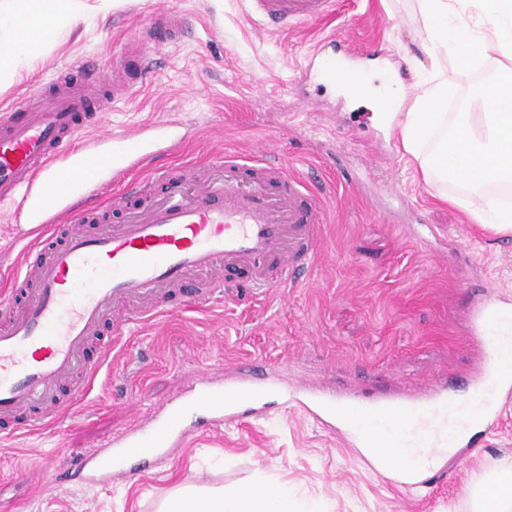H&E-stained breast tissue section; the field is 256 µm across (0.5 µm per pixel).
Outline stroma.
<instances>
[{"mask_svg": "<svg viewBox=\"0 0 512 512\" xmlns=\"http://www.w3.org/2000/svg\"><path fill=\"white\" fill-rule=\"evenodd\" d=\"M336 2L334 18L261 34L247 0H111L102 10L87 0L71 29L34 50L20 78L0 84V111L8 110L62 70L113 63L133 40L158 63L148 87L115 104L96 136L178 118L190 138L154 165L195 182L225 154L243 157L267 141L320 201L325 242L296 288L199 307L183 306L184 287L172 288L168 313L130 327L89 388L77 378L64 388L81 395L72 413L33 434L0 435V512H157L176 488H242L260 476L321 512H472L477 486L493 470H512V405L442 457L443 477L411 490L385 483L356 449L285 407L298 381L375 398H415L429 384L456 390L484 361L470 309L487 295L512 297V237L440 202L439 192L458 187L426 183L398 132L373 123L368 102L310 81L300 66L310 46L335 33L364 49L363 71L380 69L373 88L386 74L425 82L431 59L416 49V0ZM167 12L184 16L189 30L159 51L146 23ZM496 67L448 59L449 111H472ZM244 363L266 364L279 388L262 415L199 431L130 479L55 482L70 457L102 447L203 373Z\"/></svg>", "mask_w": 512, "mask_h": 512, "instance_id": "35a3bbf8", "label": "stroma"}]
</instances>
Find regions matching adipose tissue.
Wrapping results in <instances>:
<instances>
[{
  "instance_id": "1",
  "label": "adipose tissue",
  "mask_w": 512,
  "mask_h": 512,
  "mask_svg": "<svg viewBox=\"0 0 512 512\" xmlns=\"http://www.w3.org/2000/svg\"><path fill=\"white\" fill-rule=\"evenodd\" d=\"M422 23V45L432 60L452 54L462 62L486 59L496 52L512 62V0H416ZM82 12L81 0H0V81L13 78L31 50L54 41ZM401 80L375 91V121L397 127L406 153L419 162L425 182L453 183L460 195L449 204L473 223L498 234H512V207L499 202L495 190L512 187V71L485 83L475 93L474 112H452L454 93L447 77L436 76L415 97L410 111L393 112L391 98L405 96ZM357 424L374 435L380 451L410 469H423L436 459L379 429L374 416ZM158 512H313L287 488L256 483L224 490L183 487L160 503Z\"/></svg>"
}]
</instances>
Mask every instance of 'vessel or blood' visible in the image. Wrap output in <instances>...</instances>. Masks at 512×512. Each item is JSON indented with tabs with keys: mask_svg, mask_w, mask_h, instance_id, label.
Returning <instances> with one entry per match:
<instances>
[{
	"mask_svg": "<svg viewBox=\"0 0 512 512\" xmlns=\"http://www.w3.org/2000/svg\"><path fill=\"white\" fill-rule=\"evenodd\" d=\"M249 3L265 30L322 20L335 11V0ZM149 26L160 48L178 43L185 33L184 18L172 15L157 16ZM308 67L324 84L366 86L354 55L335 34L313 47ZM82 74L78 83L69 73L59 74L37 105L0 114V202L19 204L15 233L25 243L15 259L11 290L0 297V319L7 323L0 330V421H13L19 430L42 427L71 411L76 399L55 400L61 387L78 375L92 381L114 339L130 324L165 310L170 288L220 267L229 273L247 270V289L282 288L299 282L323 246L318 212L305 203L306 181L289 173L283 158L263 143L252 159L225 165L221 178L197 190L168 179L166 170H153V177L166 181L159 202L127 223L88 226L86 202L106 181L134 193L133 173L144 171L146 160L156 154L182 146L190 130L180 120L166 119L78 144L108 104L96 86L112 77L94 61L84 63ZM131 302L137 311L111 322V334L101 336L113 309ZM511 307L507 300H489L474 316L488 338L483 372L466 396L488 423L512 397V365L499 361L496 338L488 333ZM95 340L100 347L93 360L87 350ZM268 389L255 367H238L228 375L205 373L191 397L155 408L107 448L73 461L70 469L91 481L112 473L134 476V459L171 455L192 435L193 410H206L209 417L201 426L215 430L240 420L242 407L260 404ZM287 403L337 429L359 449L362 465L395 487L404 482L424 487L433 477L426 470L405 475L400 462L369 454L372 439L355 430L349 414L397 415L399 434L432 448L467 439L454 417L457 407L443 389L424 400L367 403L321 388L291 395Z\"/></svg>",
	"mask_w": 512,
	"mask_h": 512,
	"instance_id": "vessel-or-blood-1",
	"label": "vessel or blood"
}]
</instances>
